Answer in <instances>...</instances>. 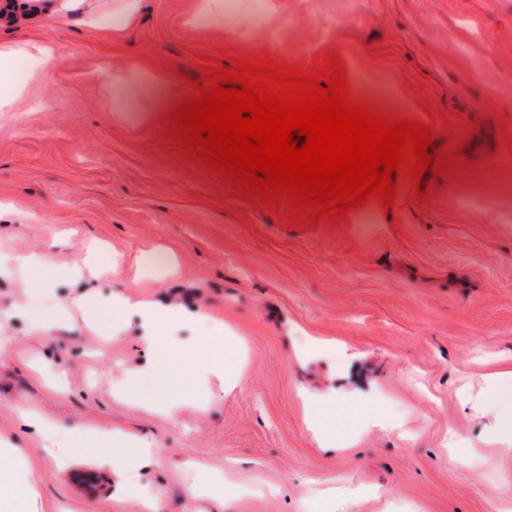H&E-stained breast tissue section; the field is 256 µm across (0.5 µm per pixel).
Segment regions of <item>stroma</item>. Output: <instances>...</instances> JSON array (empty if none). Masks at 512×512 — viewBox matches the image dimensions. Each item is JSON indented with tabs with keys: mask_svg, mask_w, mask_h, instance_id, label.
Here are the masks:
<instances>
[{
	"mask_svg": "<svg viewBox=\"0 0 512 512\" xmlns=\"http://www.w3.org/2000/svg\"><path fill=\"white\" fill-rule=\"evenodd\" d=\"M262 2L268 30L250 26ZM204 0H85L63 23L0 24V48H50L42 70L17 68L0 105V254L49 251L69 265L83 243L123 254L92 291L192 306L243 341L238 387L203 390L170 416L134 378L135 328L103 336L83 323L79 290L55 288L68 314L51 330L0 323V437L42 472L37 512H143L113 491L96 451L59 465L20 412L61 433L120 432L154 448L140 472L158 512H512V446L486 428L512 411L488 382L512 368V0H244L231 26L193 22ZM341 19L333 35L324 20ZM339 57L395 89L398 120L462 142L466 177L439 178L413 200L402 175L390 208L296 226L286 211L235 197L163 131L174 101L129 83L171 81L193 95L202 66L266 58L302 72ZM128 85L102 82L101 70ZM180 259L159 279L147 253ZM141 397L132 405L116 388ZM335 391L328 443L310 432L306 394ZM459 440L449 443V429ZM97 471L96 494L71 479Z\"/></svg>",
	"mask_w": 512,
	"mask_h": 512,
	"instance_id": "stroma-1",
	"label": "stroma"
}]
</instances>
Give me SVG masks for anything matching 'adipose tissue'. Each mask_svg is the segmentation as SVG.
<instances>
[{"label": "adipose tissue", "instance_id": "ef3b65f1", "mask_svg": "<svg viewBox=\"0 0 512 512\" xmlns=\"http://www.w3.org/2000/svg\"><path fill=\"white\" fill-rule=\"evenodd\" d=\"M100 246L88 242L66 267L55 266L47 253L29 252L9 258L0 264V275L9 268L19 267L28 274L27 287L30 300L12 309V316L21 318L31 328L44 330L54 325L64 309L48 304L47 299L57 282H78L100 269ZM86 317L94 324L117 330L122 320L135 319L142 342L148 347L150 357L139 371L142 379L167 381L181 388L187 395H194L199 387L217 380L226 390H233L241 381L239 351L235 345L224 342V331L214 325L201 336L197 345L182 346L174 343V333L184 325L202 322L201 314L183 306L159 301H136L129 297L112 294H88L83 304ZM117 435H110L101 446V459L111 468L119 488L127 494L138 495L139 489L133 475L143 465L155 459L152 449L129 452L120 448ZM16 449L0 452V512H30L38 496L37 485L42 480L39 471L20 472L15 464Z\"/></svg>", "mask_w": 512, "mask_h": 512}]
</instances>
